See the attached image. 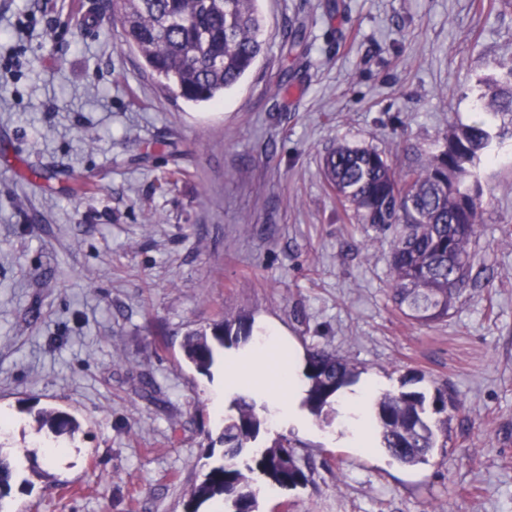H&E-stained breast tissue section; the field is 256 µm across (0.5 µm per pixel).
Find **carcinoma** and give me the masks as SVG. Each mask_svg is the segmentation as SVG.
<instances>
[{
    "mask_svg": "<svg viewBox=\"0 0 512 512\" xmlns=\"http://www.w3.org/2000/svg\"><path fill=\"white\" fill-rule=\"evenodd\" d=\"M258 0H112L122 41L141 56L145 69L186 102H216L233 88L264 53L263 19ZM497 67L502 73L479 81L483 112L512 115V54ZM490 120L453 128L437 153L418 165L398 167L368 146L338 144L323 158L324 179L355 224L380 232L400 229L391 254L392 300L408 318L435 322L448 317L454 298L467 287L473 269L470 251L486 211L481 170L500 146ZM252 324L224 316L211 332L193 331L183 344L186 360L208 374L218 349L249 342ZM304 404L320 417L333 410L341 389L354 380L342 357L323 348L308 351ZM448 390L385 392L375 399L380 444L399 463L428 461L438 432L457 408ZM268 410L244 396L235 398L224 417L222 462L195 486L188 512L221 501L226 512H257L256 485L263 480L283 489L308 483L295 454L278 438L259 444ZM38 429L56 436L74 434L79 424L56 409L38 411ZM19 475L17 463L0 454V512Z\"/></svg>",
    "mask_w": 512,
    "mask_h": 512,
    "instance_id": "cac0c4a2",
    "label": "carcinoma"
}]
</instances>
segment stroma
<instances>
[{
	"instance_id": "obj_1",
	"label": "stroma",
	"mask_w": 512,
	"mask_h": 512,
	"mask_svg": "<svg viewBox=\"0 0 512 512\" xmlns=\"http://www.w3.org/2000/svg\"><path fill=\"white\" fill-rule=\"evenodd\" d=\"M100 4L0 0V447L29 457L7 512H184L222 458L224 373L182 344L228 312L378 392L418 375L462 404L415 467L356 448L341 410L271 425L309 481L260 492L258 512H512V118L482 172L479 278L441 321L401 315L392 234L351 223L321 169L340 141L412 166L471 123L512 51V0H259L265 56L202 106L161 88L120 25L87 31ZM42 408L80 424L54 452Z\"/></svg>"
}]
</instances>
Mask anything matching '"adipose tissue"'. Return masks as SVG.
I'll return each mask as SVG.
<instances>
[{"instance_id":"obj_1","label":"adipose tissue","mask_w":512,"mask_h":512,"mask_svg":"<svg viewBox=\"0 0 512 512\" xmlns=\"http://www.w3.org/2000/svg\"><path fill=\"white\" fill-rule=\"evenodd\" d=\"M248 391L261 394L270 401L274 420L280 424H296V409L302 391L298 362L289 349H265L253 346L224 359V390L212 394L214 406H221L224 393Z\"/></svg>"}]
</instances>
